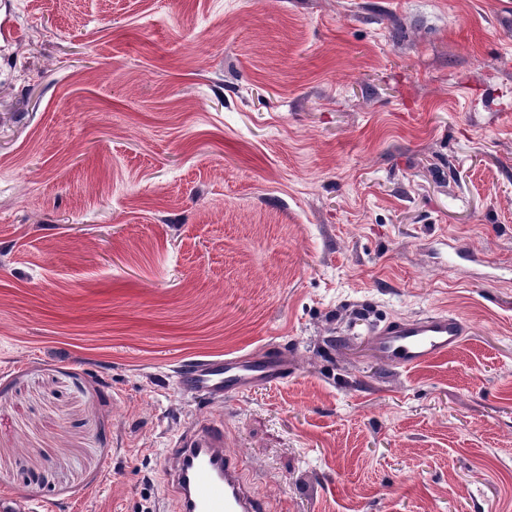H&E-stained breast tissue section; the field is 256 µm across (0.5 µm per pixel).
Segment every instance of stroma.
<instances>
[{
	"mask_svg": "<svg viewBox=\"0 0 512 512\" xmlns=\"http://www.w3.org/2000/svg\"><path fill=\"white\" fill-rule=\"evenodd\" d=\"M201 422L271 512H512V0H0V496L176 512ZM468 326L440 312L414 319H392L372 333L373 349L382 362L404 369L446 355L467 336ZM288 377V350L264 359L251 354L232 357L204 356L178 368L180 392L203 397L209 402L242 395Z\"/></svg>",
	"mask_w": 512,
	"mask_h": 512,
	"instance_id": "35a3bbf8",
	"label": "stroma"
}]
</instances>
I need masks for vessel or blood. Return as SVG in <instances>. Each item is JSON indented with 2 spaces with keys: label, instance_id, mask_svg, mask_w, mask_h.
Returning <instances> with one entry per match:
<instances>
[{
  "label": "vessel or blood",
  "instance_id": "obj_1",
  "mask_svg": "<svg viewBox=\"0 0 512 512\" xmlns=\"http://www.w3.org/2000/svg\"><path fill=\"white\" fill-rule=\"evenodd\" d=\"M467 325L440 312L414 319H392L372 333L373 349L382 362L410 369L446 355L463 341ZM288 376V355L264 359L243 354L204 356L178 368L180 392L220 402ZM178 512H269L267 502L246 486L239 458L224 445V427L199 423L188 427L166 455Z\"/></svg>",
  "mask_w": 512,
  "mask_h": 512
}]
</instances>
